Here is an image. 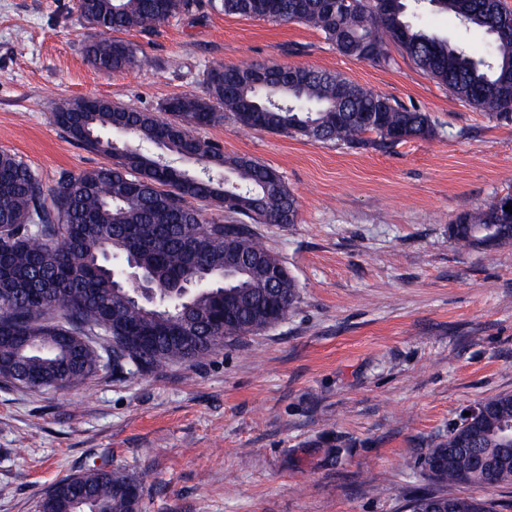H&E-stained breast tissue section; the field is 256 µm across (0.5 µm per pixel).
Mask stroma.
<instances>
[{
	"instance_id": "35a3bbf8",
	"label": "stroma",
	"mask_w": 512,
	"mask_h": 512,
	"mask_svg": "<svg viewBox=\"0 0 512 512\" xmlns=\"http://www.w3.org/2000/svg\"><path fill=\"white\" fill-rule=\"evenodd\" d=\"M409 18L467 53L490 41L411 0ZM73 0H0V151L45 195L106 165L51 120L64 99L157 111L214 64L340 74L429 113L434 137L353 150L225 119L200 138L276 169L293 224H261L299 303L284 321L151 374L103 367L67 390L0 380V512H37L61 478L123 468L141 512H404L420 459L469 407L512 392V248L458 250L448 226L512 193V122L489 120L403 56L340 55L314 28L210 8L121 33L146 64L101 71Z\"/></svg>"
}]
</instances>
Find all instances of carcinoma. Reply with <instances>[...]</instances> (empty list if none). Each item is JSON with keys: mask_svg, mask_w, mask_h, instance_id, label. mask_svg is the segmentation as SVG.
I'll return each instance as SVG.
<instances>
[{"mask_svg": "<svg viewBox=\"0 0 512 512\" xmlns=\"http://www.w3.org/2000/svg\"><path fill=\"white\" fill-rule=\"evenodd\" d=\"M212 10L276 23H301L324 34L338 53L389 66L397 49L460 102L497 121L512 119V7L506 0H437L436 6L492 40L489 58H475L448 39L429 34L407 17L406 0H208ZM200 7L199 0H80L84 22L106 34L86 47L99 70L139 62L130 43L108 37L119 31L148 32ZM204 94L169 99L156 112L135 111L100 100L57 104L52 121L112 165L62 180L47 206L38 175L14 154L0 151V335L30 336L37 343L0 350V378L26 388L68 389L104 367L133 365L153 373L170 363L204 357L224 345L288 317L299 302L297 284L279 254L262 244L252 224L297 223V201L282 177L259 161L228 155L196 130L230 117L263 132L350 149H387L435 136L426 112L337 74L294 66L215 64L204 75ZM130 128L129 145L103 133ZM149 144L179 157L192 151L205 171L193 175L164 162ZM509 196L458 216L448 239L460 250L512 247V218L499 209ZM215 204L232 221H207L192 202ZM132 260L141 279L165 290L203 279L182 303L136 301L106 271L111 259ZM281 277L268 286V270ZM98 334L109 346H86L71 335ZM483 435L470 439L461 425L428 449L441 461L428 476L436 489L408 502L433 512L447 499L452 512H492L491 503L449 496L443 488L512 484V393L484 401ZM140 481L118 469L92 467L59 480L39 502V512H133Z\"/></svg>", "mask_w": 512, "mask_h": 512, "instance_id": "obj_1", "label": "carcinoma"}]
</instances>
